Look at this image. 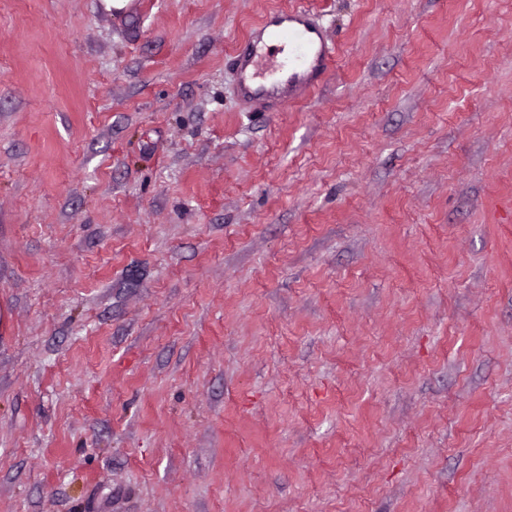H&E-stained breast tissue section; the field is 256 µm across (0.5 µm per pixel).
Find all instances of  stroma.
<instances>
[{
	"label": "stroma",
	"mask_w": 512,
	"mask_h": 512,
	"mask_svg": "<svg viewBox=\"0 0 512 512\" xmlns=\"http://www.w3.org/2000/svg\"><path fill=\"white\" fill-rule=\"evenodd\" d=\"M142 3L0 0V512H512V0ZM287 50L281 59L273 55ZM336 45L305 7L266 13L234 52L239 102L252 112H280L328 75Z\"/></svg>",
	"instance_id": "obj_1"
}]
</instances>
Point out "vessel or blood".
Returning <instances> with one entry per match:
<instances>
[{
  "mask_svg": "<svg viewBox=\"0 0 512 512\" xmlns=\"http://www.w3.org/2000/svg\"><path fill=\"white\" fill-rule=\"evenodd\" d=\"M336 46L307 8L266 13L234 52L239 102L253 112H279L328 75Z\"/></svg>",
  "mask_w": 512,
  "mask_h": 512,
  "instance_id": "1",
  "label": "vessel or blood"
}]
</instances>
